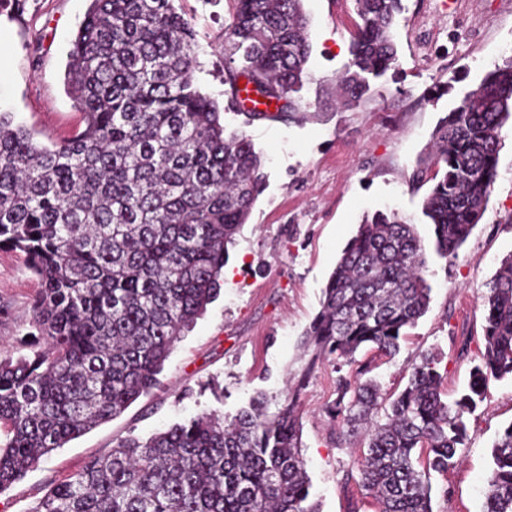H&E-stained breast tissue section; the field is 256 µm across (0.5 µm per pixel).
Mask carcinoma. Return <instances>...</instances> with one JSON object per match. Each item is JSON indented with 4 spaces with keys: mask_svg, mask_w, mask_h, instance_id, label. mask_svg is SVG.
Here are the masks:
<instances>
[{
    "mask_svg": "<svg viewBox=\"0 0 512 512\" xmlns=\"http://www.w3.org/2000/svg\"><path fill=\"white\" fill-rule=\"evenodd\" d=\"M224 43L239 78L297 112L310 57L304 0H234ZM361 24L339 78L342 104L398 65L391 29L401 0H356ZM195 34L172 0H90L71 42L69 94L85 117L70 139L43 145L0 112V250L38 278L28 353L0 358V493L58 448L120 416L160 384L186 331L219 296L233 244L265 189L251 139L228 131L194 81ZM512 117V57L488 72L431 134L432 183L422 202L435 250L456 255L481 220ZM426 253L411 220L377 213L358 225L309 325L306 374L336 371L361 349L388 358L427 311ZM484 352L451 402L432 356L412 364L389 401L377 384L336 379L327 406L339 436L371 424L360 483L379 512H433L431 478L457 464L468 418L490 379L512 380V254L483 304ZM299 389L277 411L253 399L229 416L203 412L146 439L130 436L54 483L33 512H318L301 453ZM481 512H512V422L492 449Z\"/></svg>",
    "mask_w": 512,
    "mask_h": 512,
    "instance_id": "carcinoma-1",
    "label": "carcinoma"
}]
</instances>
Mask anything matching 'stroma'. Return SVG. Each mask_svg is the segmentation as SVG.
Instances as JSON below:
<instances>
[{
	"label": "stroma",
	"instance_id": "obj_1",
	"mask_svg": "<svg viewBox=\"0 0 512 512\" xmlns=\"http://www.w3.org/2000/svg\"><path fill=\"white\" fill-rule=\"evenodd\" d=\"M199 46L195 82L224 107V123L252 140L267 175L235 244L219 298L172 350L161 385L106 422L51 453L0 493V512H33L50 483L105 456L128 436L143 437L202 412L235 414L256 393L276 411L300 391L302 448L311 499L320 512H377L357 475L363 436L337 441L325 407L338 375L355 379L368 362L383 399L401 391L410 365L433 354L445 400L469 382L484 350L483 301L501 260L512 254V125L502 129L497 178L481 221L456 256L439 257L433 230H416L427 255L429 308L408 329L395 358L369 350L351 365L330 360L307 372L304 333L322 290L365 215L391 210L418 217L427 192L414 175L431 133L465 92L512 56V0H402L393 36L399 65L372 81L359 106H336V78L359 22L355 0H305L311 56L300 109L250 118L225 95L224 26L233 0H173ZM89 0H9L0 6V112L48 144L84 126L65 85L71 40ZM38 284L22 255L0 251V353L19 351L32 330ZM512 423V380L489 381L470 416L459 465L432 480L433 512H481L491 450Z\"/></svg>",
	"mask_w": 512,
	"mask_h": 512
}]
</instances>
